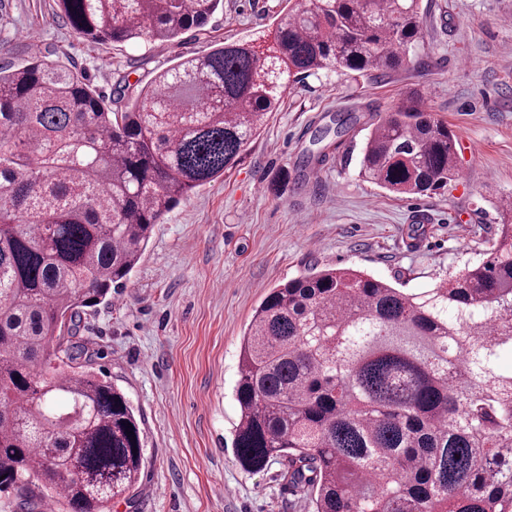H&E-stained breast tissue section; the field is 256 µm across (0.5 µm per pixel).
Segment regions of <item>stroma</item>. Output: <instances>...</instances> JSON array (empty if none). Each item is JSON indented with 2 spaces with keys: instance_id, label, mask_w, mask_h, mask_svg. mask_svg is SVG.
Wrapping results in <instances>:
<instances>
[{
  "instance_id": "stroma-1",
  "label": "stroma",
  "mask_w": 512,
  "mask_h": 512,
  "mask_svg": "<svg viewBox=\"0 0 512 512\" xmlns=\"http://www.w3.org/2000/svg\"><path fill=\"white\" fill-rule=\"evenodd\" d=\"M288 8L224 0L175 41L95 45L71 31L56 0H0V65L51 48L115 97L179 57L258 37ZM421 13L422 37L390 76L320 74L287 89L242 160L156 225L126 287L86 309L78 334L100 346L92 367L124 392L145 444L138 483L110 512H311L280 463L251 473L232 448L255 309L315 269L351 267L420 292L482 259L496 238L498 207L512 199V0H421ZM412 96L456 136L460 174L442 193L397 196L359 173L371 123ZM339 112L360 121L302 167L312 134Z\"/></svg>"
}]
</instances>
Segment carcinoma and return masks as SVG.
I'll return each instance as SVG.
<instances>
[{
    "instance_id": "1",
    "label": "carcinoma",
    "mask_w": 512,
    "mask_h": 512,
    "mask_svg": "<svg viewBox=\"0 0 512 512\" xmlns=\"http://www.w3.org/2000/svg\"><path fill=\"white\" fill-rule=\"evenodd\" d=\"M94 44L168 42L223 0H58ZM420 0H295L108 101L69 58L0 66V492L17 512H107L144 463L138 419L85 368L77 318L125 286L156 225L224 176L287 87L381 78L421 37ZM360 174L437 193L456 141L422 100L372 124ZM486 257L422 292L353 269L272 289L244 337L233 448L279 462L313 512H512V202ZM133 425L126 432L127 425Z\"/></svg>"
}]
</instances>
